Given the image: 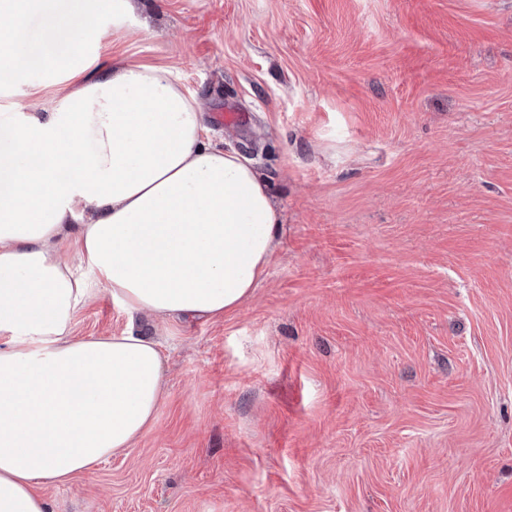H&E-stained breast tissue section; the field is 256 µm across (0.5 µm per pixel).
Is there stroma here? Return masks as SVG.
Here are the masks:
<instances>
[{
	"label": "stroma",
	"mask_w": 512,
	"mask_h": 512,
	"mask_svg": "<svg viewBox=\"0 0 512 512\" xmlns=\"http://www.w3.org/2000/svg\"><path fill=\"white\" fill-rule=\"evenodd\" d=\"M137 2L84 0L87 63L169 69L281 231L238 310L159 326L151 432L50 512H512V0ZM76 86L29 70L0 115ZM128 321L103 290L73 333Z\"/></svg>",
	"instance_id": "obj_1"
}]
</instances>
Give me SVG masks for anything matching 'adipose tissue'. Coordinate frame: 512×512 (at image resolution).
<instances>
[{
	"mask_svg": "<svg viewBox=\"0 0 512 512\" xmlns=\"http://www.w3.org/2000/svg\"><path fill=\"white\" fill-rule=\"evenodd\" d=\"M0 0V17L45 14L37 55L10 49L0 75L68 70L98 30L72 0ZM280 215L250 160L213 146L202 109L163 67L84 76L51 112L0 117V512H48L36 485L63 483L148 434L165 396L145 325L237 309L267 272ZM75 230L89 271L56 245ZM129 314L118 335L77 337L99 290Z\"/></svg>",
	"mask_w": 512,
	"mask_h": 512,
	"instance_id": "ef3b65f1",
	"label": "adipose tissue"
}]
</instances>
